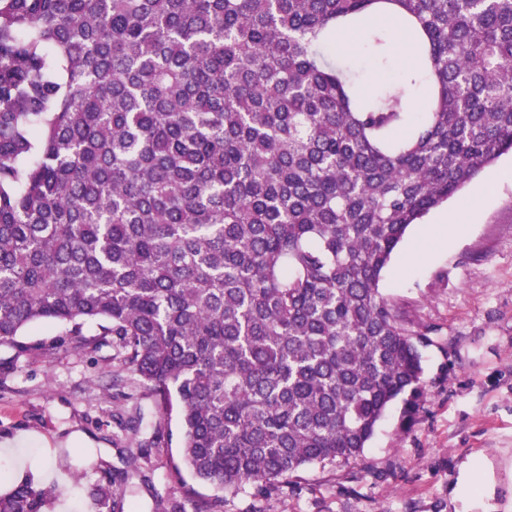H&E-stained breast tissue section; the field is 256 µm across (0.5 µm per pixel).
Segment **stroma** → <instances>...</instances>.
<instances>
[{
    "instance_id": "35a3bbf8",
    "label": "stroma",
    "mask_w": 512,
    "mask_h": 512,
    "mask_svg": "<svg viewBox=\"0 0 512 512\" xmlns=\"http://www.w3.org/2000/svg\"><path fill=\"white\" fill-rule=\"evenodd\" d=\"M380 290L435 331L417 412L405 417L394 403L356 466L307 467L287 493H243L224 512H484L459 495L473 460L494 484L497 512H512L511 153L408 229ZM61 332L38 323L19 347L0 346V474L29 471L55 487L53 512H97L87 489L142 447L125 512H154L186 486L216 496L182 463L178 411L161 415L142 386H113L110 349L74 352ZM78 457L79 472L68 471ZM354 468L370 478L350 481Z\"/></svg>"
}]
</instances>
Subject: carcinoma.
<instances>
[{"label": "carcinoma", "instance_id": "carcinoma-1", "mask_svg": "<svg viewBox=\"0 0 512 512\" xmlns=\"http://www.w3.org/2000/svg\"><path fill=\"white\" fill-rule=\"evenodd\" d=\"M354 28L416 65L368 90L333 53ZM509 151L512 0H0V346L50 321L111 348L176 399L198 482L282 491L414 411L433 340L382 273ZM124 474L88 497L124 512Z\"/></svg>", "mask_w": 512, "mask_h": 512}]
</instances>
